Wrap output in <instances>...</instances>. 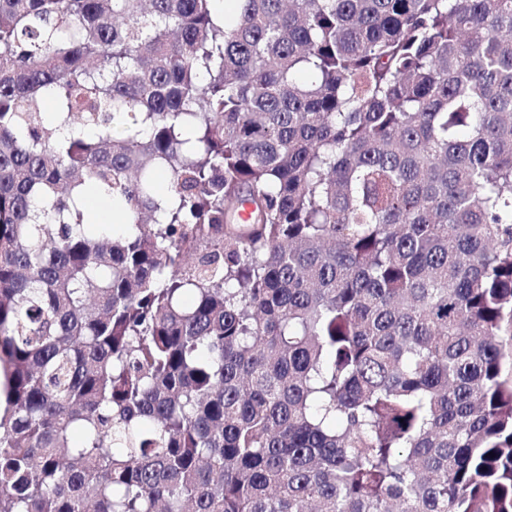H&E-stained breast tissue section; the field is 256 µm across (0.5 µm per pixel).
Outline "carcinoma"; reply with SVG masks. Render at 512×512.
Wrapping results in <instances>:
<instances>
[{
	"label": "carcinoma",
	"mask_w": 512,
	"mask_h": 512,
	"mask_svg": "<svg viewBox=\"0 0 512 512\" xmlns=\"http://www.w3.org/2000/svg\"><path fill=\"white\" fill-rule=\"evenodd\" d=\"M0 512H512V0H0Z\"/></svg>",
	"instance_id": "carcinoma-1"
}]
</instances>
